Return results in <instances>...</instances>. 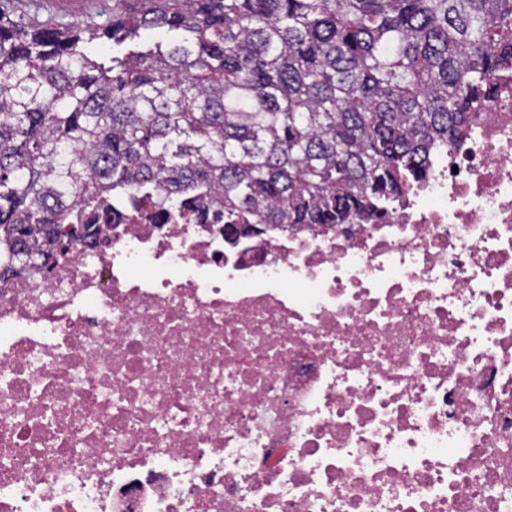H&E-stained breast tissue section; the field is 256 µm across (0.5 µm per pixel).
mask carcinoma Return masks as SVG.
<instances>
[{
	"label": "carcinoma",
	"mask_w": 512,
	"mask_h": 512,
	"mask_svg": "<svg viewBox=\"0 0 512 512\" xmlns=\"http://www.w3.org/2000/svg\"><path fill=\"white\" fill-rule=\"evenodd\" d=\"M0 0V277L112 227L119 193L239 224H335L400 196L512 72V0H132L79 31ZM182 29L168 47L85 43Z\"/></svg>",
	"instance_id": "cac0c4a2"
}]
</instances>
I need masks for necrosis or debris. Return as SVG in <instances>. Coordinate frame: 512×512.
Wrapping results in <instances>:
<instances>
[{
	"instance_id": "obj_1",
	"label": "necrosis or debris",
	"mask_w": 512,
	"mask_h": 512,
	"mask_svg": "<svg viewBox=\"0 0 512 512\" xmlns=\"http://www.w3.org/2000/svg\"><path fill=\"white\" fill-rule=\"evenodd\" d=\"M370 222L115 203L0 279V512H512V74Z\"/></svg>"
}]
</instances>
